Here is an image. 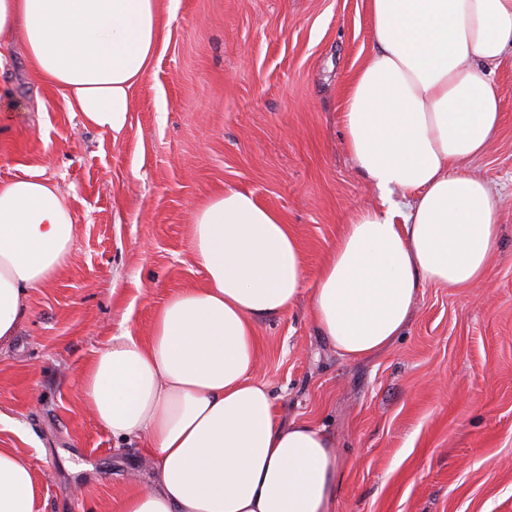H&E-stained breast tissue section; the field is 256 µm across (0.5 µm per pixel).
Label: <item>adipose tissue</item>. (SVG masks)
<instances>
[{
  "instance_id": "1",
  "label": "adipose tissue",
  "mask_w": 512,
  "mask_h": 512,
  "mask_svg": "<svg viewBox=\"0 0 512 512\" xmlns=\"http://www.w3.org/2000/svg\"><path fill=\"white\" fill-rule=\"evenodd\" d=\"M374 50L341 111L352 160L381 193L358 212L305 286L282 215L224 188L192 215L204 284L172 295L148 338L124 330L85 366L81 394L114 438L135 440L147 480L119 512H333L341 479L324 428L280 418L256 380L255 327L308 294L312 323L348 361L401 336L424 286L486 278L500 196L468 164L491 148L501 112L490 75L512 53V0H369ZM165 26L160 0H0V43L29 61L94 126L118 131ZM63 196L36 178L0 181V348L30 289L72 250ZM0 512H37L34 474L0 449Z\"/></svg>"
}]
</instances>
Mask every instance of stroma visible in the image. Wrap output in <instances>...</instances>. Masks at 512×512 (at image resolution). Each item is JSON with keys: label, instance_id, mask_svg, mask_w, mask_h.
<instances>
[{"label": "stroma", "instance_id": "stroma-1", "mask_svg": "<svg viewBox=\"0 0 512 512\" xmlns=\"http://www.w3.org/2000/svg\"><path fill=\"white\" fill-rule=\"evenodd\" d=\"M161 7L175 16L120 131L85 122L20 41L0 68V181H50L75 224L70 257L0 348V448L31 464L37 512H111L129 475L146 474L141 447L87 410L81 373L112 336L148 337L169 296L202 285L198 203L254 192L291 224L310 282L347 220L381 205L340 118L372 53L368 0ZM492 77L500 131L469 164L503 198L488 278L423 288L403 336L365 361L336 355L304 297L257 328L255 376L278 415L336 442L334 512H512V62Z\"/></svg>", "mask_w": 512, "mask_h": 512}]
</instances>
